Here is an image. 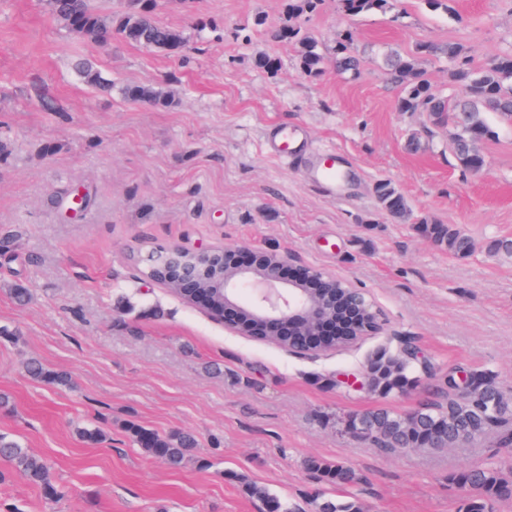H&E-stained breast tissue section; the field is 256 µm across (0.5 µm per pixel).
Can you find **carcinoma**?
I'll use <instances>...</instances> for the list:
<instances>
[{"mask_svg": "<svg viewBox=\"0 0 512 512\" xmlns=\"http://www.w3.org/2000/svg\"><path fill=\"white\" fill-rule=\"evenodd\" d=\"M325 0H288L286 16L271 31L274 42L293 43L298 48L300 68L304 75L317 77L322 73L324 56L317 40L304 32L298 24L303 16L318 12ZM390 0H336L338 10L345 16L357 17L372 11L389 8ZM155 0H139L130 11L102 15L89 0H56L54 13L71 33L90 41L104 44L117 33L126 41L179 56L188 43L183 31L171 28L157 20ZM425 55L442 56L452 65L451 78L455 93L444 96L437 91L421 67ZM360 58L353 50L350 30L336 37V67L341 72H356ZM385 66L392 79L401 86L396 101L399 112H426L432 125L442 128L453 123L454 132L449 147L465 172L484 166L480 145L494 131L487 121L490 113L512 117V52L495 58L486 67L475 69L467 59L466 48L457 42L441 46L418 44L414 50L394 51L385 58ZM79 73L90 85L112 89V81L93 66L84 64ZM128 101L154 108H169L175 104L169 91L159 86L126 84L120 88ZM378 209L403 222L419 225L420 232L433 243L445 247L449 253L466 257L473 250L472 240L455 224H441L426 216H417L406 198L391 183L380 180L375 185ZM488 251L495 257L512 259V240L494 239ZM423 361L396 357L379 350L366 366L368 388L382 396L399 395L412 388L411 376ZM28 374L47 384L63 386L69 376L46 369L32 360L27 364ZM442 386L448 394L443 399L426 398L409 412H399L386 406L375 407L347 418V429L353 435L370 439L376 448H448L463 441L484 437L498 430L499 444L512 447V431L505 425L512 421V399L507 397L494 374L485 371L470 373V383L464 391L456 385V372H448ZM133 441L150 454L171 465L180 464L196 447V439L189 433L161 435L155 431L132 427ZM0 458L31 481L40 485L50 497L56 494L54 477L44 461L14 441L0 437ZM310 469L317 478L330 486L344 488L359 481L356 471L345 464L312 459ZM461 485L466 495L459 512H493L496 500L512 494V476L496 467H474L450 477ZM247 492L266 507V512H295L288 501L256 483L246 485ZM314 512H363L355 499L341 496H319L313 502Z\"/></svg>", "mask_w": 512, "mask_h": 512, "instance_id": "obj_1", "label": "carcinoma"}]
</instances>
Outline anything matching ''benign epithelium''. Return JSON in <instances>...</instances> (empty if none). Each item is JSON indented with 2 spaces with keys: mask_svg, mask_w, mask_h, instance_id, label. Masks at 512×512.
<instances>
[{
  "mask_svg": "<svg viewBox=\"0 0 512 512\" xmlns=\"http://www.w3.org/2000/svg\"><path fill=\"white\" fill-rule=\"evenodd\" d=\"M160 257L173 273L169 280L183 291L196 290L209 312L232 331L252 318L264 336H305L323 348L345 325L336 311L348 316L362 308L349 296L325 291L335 277L313 267L297 265L294 276L284 278L291 262L287 257L272 262L262 251L179 245L161 249Z\"/></svg>",
  "mask_w": 512,
  "mask_h": 512,
  "instance_id": "1",
  "label": "benign epithelium"
}]
</instances>
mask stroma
Here are the masks:
<instances>
[{"label":"stroma","mask_w":512,"mask_h":512,"mask_svg":"<svg viewBox=\"0 0 512 512\" xmlns=\"http://www.w3.org/2000/svg\"><path fill=\"white\" fill-rule=\"evenodd\" d=\"M287 0H156L155 16L182 30L169 56L113 36L73 35L49 0H0V436L40 457L59 490L46 499L21 474L0 476V512H263L244 481L298 512L327 492L309 458L353 465L349 490L364 512H457L450 473L512 466L497 432L452 448L381 450L346 430L351 413L414 409L448 370L488 371L512 396V260L488 241L512 237V120L490 115L480 173L462 171L449 130L426 135L423 112H398V84L382 59L416 43L464 45L473 66L512 51V0H391L355 18L335 0L302 18L323 72L306 77L298 50L270 43ZM351 30L359 74L336 70V35ZM262 52L277 75L256 67ZM111 78L106 94L76 70ZM162 85L174 107L127 101V83ZM281 127L304 129L306 150L284 163L270 150ZM332 154L349 181L306 179ZM391 182L415 214L458 225L475 243L459 258L377 208ZM88 198L70 216L72 192ZM172 244L292 254L366 294L379 333L299 355L225 329L203 308L150 283L149 254ZM24 284L18 305L10 290ZM415 345L430 370L404 395L337 384L378 350ZM69 374L52 387L29 359ZM186 431L199 446L179 466L135 445L129 428ZM97 428L99 443L80 440Z\"/></svg>","instance_id":"stroma-1"}]
</instances>
